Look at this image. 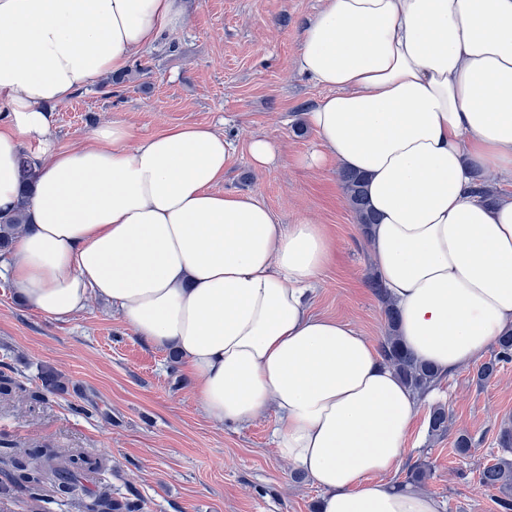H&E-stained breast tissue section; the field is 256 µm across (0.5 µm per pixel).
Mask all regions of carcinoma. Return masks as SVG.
<instances>
[{
	"label": "carcinoma",
	"mask_w": 512,
	"mask_h": 512,
	"mask_svg": "<svg viewBox=\"0 0 512 512\" xmlns=\"http://www.w3.org/2000/svg\"><path fill=\"white\" fill-rule=\"evenodd\" d=\"M32 175L31 162L25 157L22 158L21 177L23 189L20 199L12 213L0 216L1 250L9 247L12 237L27 223L26 197L30 190ZM340 179L357 222L364 227L374 223V216L366 202L363 178L355 172L343 170L340 172ZM367 279L368 287L385 304L388 331L381 341L380 355L395 371L410 392L423 395L432 391L437 386L440 376L431 367L420 363L402 347L399 336L396 335L397 312L394 304L388 298L383 283L375 272H369ZM509 362H512V334L503 336L498 340L493 358L478 368V380L486 381L490 379L497 372L499 364ZM40 379L41 389L28 392L26 391L24 381L4 377L0 379V391H26L30 400L38 402L43 398L44 393L64 389V377L58 372L53 370L44 371L41 373ZM429 426L431 431L440 435L448 431V414L444 406L435 405L430 409ZM92 465L93 462L91 460L78 456L69 459L67 464L62 467L51 469L56 492L61 495H69L82 490L79 480L80 473ZM44 479V472L41 468L17 461L14 464L12 480L8 483L0 484V494L20 491L32 499H37L42 495ZM479 482L482 487L488 490H496L502 493V497L497 499L501 512H512L511 458L503 456L497 459L495 463L483 467L480 472ZM84 512H140V505L137 501L130 498L119 500L110 497L106 493H88L86 494Z\"/></svg>",
	"instance_id": "1"
}]
</instances>
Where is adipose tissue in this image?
Wrapping results in <instances>:
<instances>
[{
	"label": "adipose tissue",
	"mask_w": 512,
	"mask_h": 512,
	"mask_svg": "<svg viewBox=\"0 0 512 512\" xmlns=\"http://www.w3.org/2000/svg\"><path fill=\"white\" fill-rule=\"evenodd\" d=\"M181 0H0V213L19 162L35 170L29 224L0 276L67 321L90 296L175 350L217 423L278 417V454L321 491L319 512H439L385 483L417 402L373 343L314 315L324 228L279 224L256 198L216 191L230 142L209 128L132 143L122 122L60 149L49 107L183 25ZM327 88L309 114L319 151L365 178L374 266L404 347L441 376L512 332V0H323L299 50Z\"/></svg>",
	"instance_id": "adipose-tissue-1"
}]
</instances>
